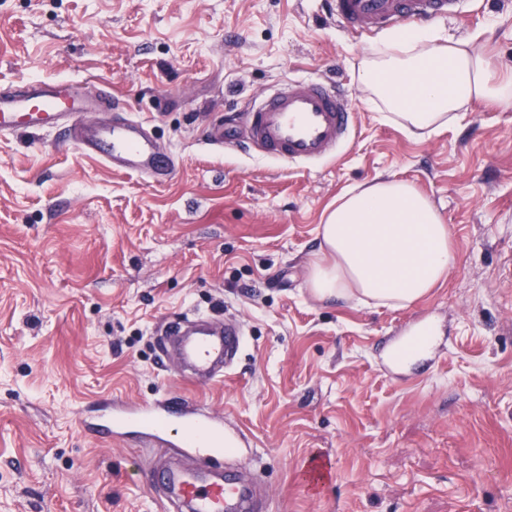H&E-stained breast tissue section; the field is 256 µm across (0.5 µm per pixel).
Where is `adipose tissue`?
Returning a JSON list of instances; mask_svg holds the SVG:
<instances>
[{
  "mask_svg": "<svg viewBox=\"0 0 512 512\" xmlns=\"http://www.w3.org/2000/svg\"><path fill=\"white\" fill-rule=\"evenodd\" d=\"M358 79L383 119L430 134L468 103L512 104V77L469 41L441 43L430 26L383 37L359 64ZM306 286L320 300L407 307L447 279L456 262L439 208L412 184L381 179L346 190L319 226Z\"/></svg>",
  "mask_w": 512,
  "mask_h": 512,
  "instance_id": "adipose-tissue-1",
  "label": "adipose tissue"
}]
</instances>
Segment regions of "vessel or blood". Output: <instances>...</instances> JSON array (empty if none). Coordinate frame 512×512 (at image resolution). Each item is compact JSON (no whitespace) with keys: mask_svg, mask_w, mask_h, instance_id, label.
<instances>
[{"mask_svg":"<svg viewBox=\"0 0 512 512\" xmlns=\"http://www.w3.org/2000/svg\"><path fill=\"white\" fill-rule=\"evenodd\" d=\"M464 0H331L333 15L357 37H372L412 22L455 18ZM96 103L77 95L67 80L29 81L16 90L0 92V135L27 128L35 131L65 129L70 144L111 168L143 176H174L176 158L163 153L147 133L143 121L119 118L98 126L86 125L82 113ZM354 112L346 95L327 83L297 79L288 83L248 112L246 133L236 125L213 127L208 145L223 146L245 137L259 152L306 168L317 167L343 154L349 143ZM177 357L190 371L191 381L204 382L230 369L243 344L240 327L233 323L218 329L198 325L191 329L168 325ZM90 428L103 440L139 429L162 447L177 446L193 455L204 451L221 457L242 447V432L225 428L222 417L205 415L183 405L162 403L136 407L117 414L112 422H94ZM165 497L181 500L188 512H251V484L228 476L217 479L191 469H170L161 474Z\"/></svg>","mask_w":512,"mask_h":512,"instance_id":"obj_1","label":"vessel or blood"}]
</instances>
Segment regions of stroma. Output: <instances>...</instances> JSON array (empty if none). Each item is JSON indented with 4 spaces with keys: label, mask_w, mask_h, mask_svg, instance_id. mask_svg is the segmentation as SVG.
<instances>
[{
    "label": "stroma",
    "mask_w": 512,
    "mask_h": 512,
    "mask_svg": "<svg viewBox=\"0 0 512 512\" xmlns=\"http://www.w3.org/2000/svg\"><path fill=\"white\" fill-rule=\"evenodd\" d=\"M442 36L512 66V0H465ZM374 41L328 0H0V89H107L86 122L148 120L175 178L109 168L62 132L0 136V512H174L157 466L258 473L257 512H512V106L472 101L437 134L381 120L358 81ZM296 77L343 84L356 126L319 167L205 143L225 116ZM412 183L456 263L407 308L313 297L323 213L350 186ZM233 318L229 375L189 383L161 352L182 318ZM435 322L431 355L389 349ZM183 398L247 436L231 460L131 434L93 411ZM329 477L314 485L313 460Z\"/></svg>",
    "instance_id": "1"
}]
</instances>
